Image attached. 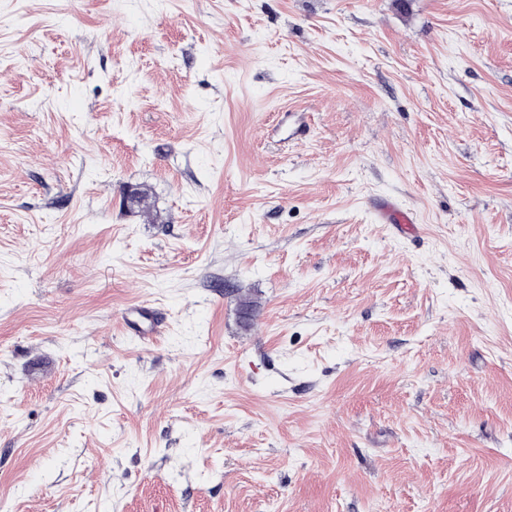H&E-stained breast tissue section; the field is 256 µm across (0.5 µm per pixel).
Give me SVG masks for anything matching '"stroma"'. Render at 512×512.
Wrapping results in <instances>:
<instances>
[{"label":"stroma","mask_w":512,"mask_h":512,"mask_svg":"<svg viewBox=\"0 0 512 512\" xmlns=\"http://www.w3.org/2000/svg\"><path fill=\"white\" fill-rule=\"evenodd\" d=\"M0 503L512 512V0H0Z\"/></svg>","instance_id":"1"}]
</instances>
